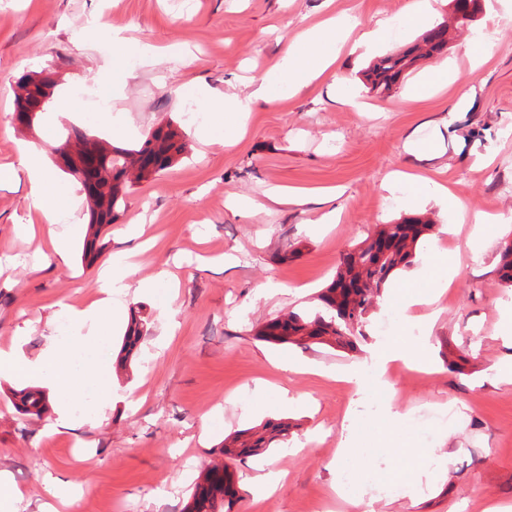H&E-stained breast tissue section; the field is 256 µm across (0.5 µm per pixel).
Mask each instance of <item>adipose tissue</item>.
Segmentation results:
<instances>
[{"label": "adipose tissue", "mask_w": 512, "mask_h": 512, "mask_svg": "<svg viewBox=\"0 0 512 512\" xmlns=\"http://www.w3.org/2000/svg\"><path fill=\"white\" fill-rule=\"evenodd\" d=\"M352 29L351 20L344 16L327 19L307 29L291 41L275 71L246 97L227 95L210 100V122L202 129V136L209 139L220 132L228 144L242 137L254 101L271 100L272 86H279L281 92L295 95L312 81L328 74L332 75L335 84H342V77L332 73L336 47L347 40ZM20 169L25 171L32 186L31 206L39 216V224L45 227L50 242L47 250L39 252L38 260L47 265L67 264L68 238L56 230L64 196L60 183L48 168L43 153L24 143L18 146L17 163L0 165V180L11 178ZM386 187L391 191L404 188L408 205L426 199L451 210L456 223L472 225L473 231L468 236L469 246L474 248L483 244L482 227L491 223V216L469 212L464 202L454 197L444 184L395 172L388 177ZM129 259V251L113 253L110 266L101 271L95 283V298L88 305L81 308L62 305L60 314L73 330L67 341H52L34 357L25 356L14 346L0 349V372H11L39 381L57 396L56 422L59 425L70 424L77 417L85 422L97 419L96 414L88 410L75 413L73 406L88 384L97 385L105 395L111 390L112 381L103 374L96 351L107 337L111 324L124 315L121 297L128 295L133 288L149 290L167 284L166 274L162 271L154 278L130 282L133 267ZM458 269L459 264L453 253L443 249L431 250L422 269L406 285V305L419 303L420 298L415 290L420 285H427L436 293L447 288ZM432 323L433 317L429 314L415 319L403 317L398 334L381 341L371 355L370 364L351 368L344 374V381L363 392L383 384L387 366L392 362L399 361L408 367L424 364L430 349ZM365 439L371 445L387 451L390 456L405 460V468H392L387 473L388 483L401 488L411 480L425 476L427 463L435 454L434 449L415 447L411 440L401 437L396 427L379 428L367 433Z\"/></svg>", "instance_id": "obj_1"}]
</instances>
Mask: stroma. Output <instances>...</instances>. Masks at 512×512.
Wrapping results in <instances>:
<instances>
[{"mask_svg": "<svg viewBox=\"0 0 512 512\" xmlns=\"http://www.w3.org/2000/svg\"><path fill=\"white\" fill-rule=\"evenodd\" d=\"M412 0H0V164L16 160L28 143L50 149L69 127L137 147L153 129L179 126L185 151L158 176L125 195L120 220L102 225L100 248L85 253V238L70 241L68 265L39 266L35 248L16 232L36 220L25 174L0 183V348L18 341L36 356L52 339L69 335L55 319L59 305L81 306L114 252L135 250L139 279L168 270L179 285L130 293L126 312L148 321V333L112 382V399L90 392L99 408L94 423L54 427L53 409L24 414L18 392L26 381L0 376V475L23 491L16 512H43L48 478L74 494L61 512H184L201 471L227 466L237 491L232 512H343L333 488L338 450L362 438L387 417H364L367 395L342 381L362 364L379 336L376 327L389 307L403 303L401 271L385 290L356 350L276 345L258 339L257 328L288 311L311 307L332 281L343 254L380 224L428 217L435 230L418 251L458 252L459 275L437 300L430 369L402 368L384 391L391 412L414 417L410 432L420 448L449 455L447 471L432 484L411 487L409 496L382 493L390 466L379 449L366 454L367 512H487L493 503L512 505V383L494 367L512 357V338L501 315L512 289L500 283V252L512 239V0L480 7L473 21L458 24L450 0H436L431 24H447L448 50L439 65L456 68L459 79L445 91L413 98L422 70L389 91L371 89L365 71L378 56L399 51L424 32L406 22ZM331 15L361 25L402 20L401 30L376 52L340 50L331 79L301 93L257 100L247 134L224 147L198 140L186 119L187 104L206 112L208 95L247 94L279 63L289 42ZM98 19L121 31L133 47L110 52L89 35ZM484 43L486 62L471 70L468 47ZM179 46L180 55L138 57L135 45ZM44 71L72 92L110 88L111 125L89 101L73 111L40 115L33 129L14 121L13 89L25 75ZM402 171L443 182L470 210L493 206L485 247L466 246L467 229L434 203L404 207L401 192L385 181ZM335 188L337 199L295 206L270 204L267 185ZM335 212L320 235L311 220ZM142 224L151 243L138 247L121 236ZM264 286L274 295L261 294ZM26 328L17 336V328ZM305 362V373L280 371L276 363ZM287 390L290 400L262 411L250 407L256 388ZM293 427L283 447L264 455L284 478L267 499L254 494L257 461H226L225 435L269 419Z\"/></svg>", "mask_w": 512, "mask_h": 512, "instance_id": "obj_1", "label": "stroma"}]
</instances>
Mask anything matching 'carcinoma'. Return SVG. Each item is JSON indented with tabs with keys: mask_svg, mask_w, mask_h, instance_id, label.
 <instances>
[{
	"mask_svg": "<svg viewBox=\"0 0 512 512\" xmlns=\"http://www.w3.org/2000/svg\"><path fill=\"white\" fill-rule=\"evenodd\" d=\"M448 49V28L441 24L427 32L412 48L401 54L387 55L367 74L375 88L390 89L405 78L420 61H425ZM51 82L46 77L26 76L16 86L15 113L40 110L50 99ZM183 134L167 126L153 131L138 149L112 148L98 163L84 168L74 164L66 171L82 184L87 211L89 234L86 250L95 248L102 224H114L120 218L124 202V185L147 180L166 168L184 150ZM433 225L419 218L397 224H381L374 234L358 244L354 251L358 260L340 262L331 283L319 294L318 303L303 312H289L263 325L257 332L262 340L274 344H317L330 348L355 349L359 340L366 339L362 330L371 311L385 289L402 270L412 266L417 247L431 234ZM385 238L391 251L379 259L372 254L371 241ZM500 281L512 288V242L505 244L501 254ZM146 331L139 315L123 337L121 353L133 352ZM20 406L28 414L41 415L46 406L39 390L20 393ZM286 421H268L256 427L233 433L224 438L222 454L228 459H242L264 453L288 436ZM232 479L220 467L204 471L187 512H232L234 492Z\"/></svg>",
	"mask_w": 512,
	"mask_h": 512,
	"instance_id": "carcinoma-1",
	"label": "carcinoma"
}]
</instances>
